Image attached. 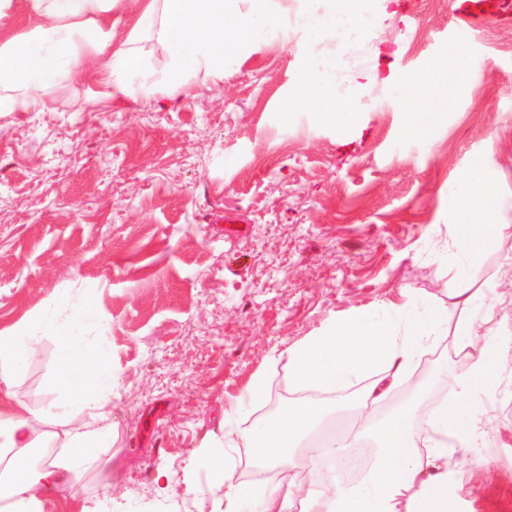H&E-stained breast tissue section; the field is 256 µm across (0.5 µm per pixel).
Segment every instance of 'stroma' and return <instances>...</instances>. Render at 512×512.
<instances>
[{"label":"stroma","instance_id":"1","mask_svg":"<svg viewBox=\"0 0 512 512\" xmlns=\"http://www.w3.org/2000/svg\"><path fill=\"white\" fill-rule=\"evenodd\" d=\"M454 0H405L365 39L335 45L348 69L375 57L409 75L438 68L435 116L408 131L382 83L359 91L361 126L285 119L298 67L292 48L242 53L218 85L196 80L178 107L139 101L80 108L101 92L97 67L64 77L50 110L0 114V329L32 317L67 288L96 286L112 345V423L118 445L93 467L77 500L45 512H224L212 475L190 471L194 454L226 452L234 478H249L237 426L269 403L301 398L287 349L330 319L405 294L447 309L448 197L483 162L512 220V14L489 17L458 46L469 22ZM461 55L481 80L469 91L445 70ZM242 237H224L226 218ZM504 274L512 312V238L481 256L469 288ZM451 336L422 354L390 399L416 401L433 370L463 369ZM57 349L45 341L28 361L15 400L47 396ZM502 376L489 425L498 460L449 462L453 512H512V351L494 356ZM262 403L239 406L254 376ZM172 481L158 492L156 470ZM111 472L112 487L100 476ZM197 492H188V485Z\"/></svg>","mask_w":512,"mask_h":512}]
</instances>
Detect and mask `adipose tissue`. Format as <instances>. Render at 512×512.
Segmentation results:
<instances>
[{
    "label": "adipose tissue",
    "mask_w": 512,
    "mask_h": 512,
    "mask_svg": "<svg viewBox=\"0 0 512 512\" xmlns=\"http://www.w3.org/2000/svg\"><path fill=\"white\" fill-rule=\"evenodd\" d=\"M247 9H240V2ZM119 0H25L33 28L0 40V112H30L47 107L62 76L101 65L102 95L111 101L140 91L150 99L165 93L177 99L197 78L218 84L245 49L272 41L287 42L289 27L304 37L294 51L299 67L287 112H309L343 129L359 123L357 91L377 69H344L335 55L318 51L320 36L340 43L364 39L382 16L395 15L400 0H300L295 15L277 0H150L127 41L113 43L112 11ZM149 28L166 51L162 70L133 51L140 28ZM391 100L404 110L410 129L428 124V112H411L408 92L437 87V72L403 78ZM491 212L489 222H465L474 210ZM499 199L490 185L475 188L463 180L448 198L452 229L449 262L458 283L450 297L463 317L449 325L446 316L421 297L388 302L331 320L312 336L291 345L288 366L304 391H333L362 385L359 407L330 417L317 403L281 407L272 417L239 428L250 452L248 483L235 481L226 460L216 453L194 456L191 467L223 478L224 512H451L448 459L465 463L481 457L491 444L487 425L495 409L499 376L489 352L512 349V322L495 311L499 284L467 286L473 265L491 242L512 237V221L499 216ZM90 288L68 289L34 318L0 330V470L15 476L0 492V512H44L58 496L78 497L89 468L117 441L110 419L112 354L98 331L102 321ZM453 328V349L467 359L465 370L440 371L451 391L438 407L420 409L401 402L382 416L364 414L362 405L386 399L397 381L430 343ZM55 341L59 359L52 389L40 407L7 400L24 366L44 341ZM324 438V450L304 461L296 455L304 442ZM371 440V464L357 479L337 474L349 451ZM34 448L55 449L44 464H29ZM303 466L310 484L269 487L264 474L274 466Z\"/></svg>",
    "instance_id": "1"
}]
</instances>
